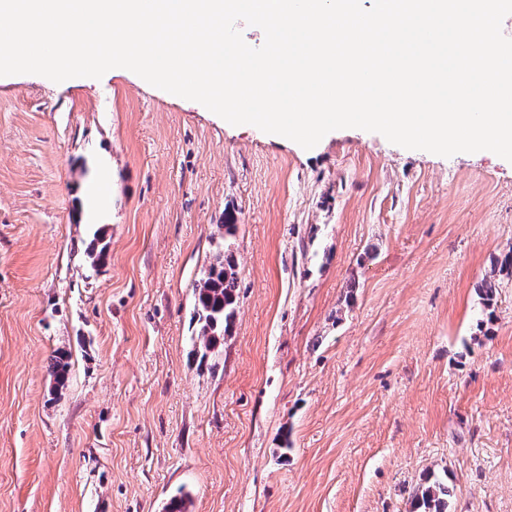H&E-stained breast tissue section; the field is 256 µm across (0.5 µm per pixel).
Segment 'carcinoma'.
<instances>
[{"instance_id":"1","label":"carcinoma","mask_w":512,"mask_h":512,"mask_svg":"<svg viewBox=\"0 0 512 512\" xmlns=\"http://www.w3.org/2000/svg\"><path fill=\"white\" fill-rule=\"evenodd\" d=\"M237 263L234 255L226 251L216 256L207 276L197 289V314L201 322L199 346L196 356L207 358L232 333L237 306ZM499 284L496 279L484 280L478 288L484 308L493 307ZM70 355L57 350L50 358L49 371L54 379L55 389L66 386L70 375ZM449 490L442 482L435 480L421 487L414 496V512H448Z\"/></svg>"}]
</instances>
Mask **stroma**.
<instances>
[{"label":"stroma","instance_id":"stroma-1","mask_svg":"<svg viewBox=\"0 0 512 512\" xmlns=\"http://www.w3.org/2000/svg\"><path fill=\"white\" fill-rule=\"evenodd\" d=\"M224 250L235 326L200 363ZM510 251L492 152L306 150L130 71L0 77V512H411L428 471L448 512H512V278L494 313L475 291ZM70 355L65 350H56L50 358L49 371L54 379L55 389H63L70 375Z\"/></svg>","mask_w":512,"mask_h":512}]
</instances>
